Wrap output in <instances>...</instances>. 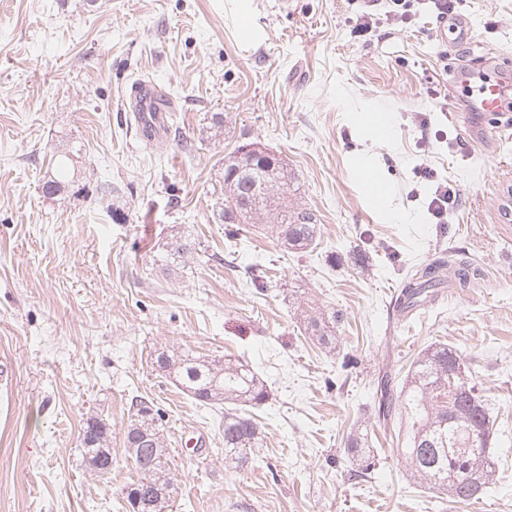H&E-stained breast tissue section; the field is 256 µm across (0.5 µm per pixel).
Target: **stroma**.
<instances>
[{
  "instance_id": "35a3bbf8",
  "label": "stroma",
  "mask_w": 512,
  "mask_h": 512,
  "mask_svg": "<svg viewBox=\"0 0 512 512\" xmlns=\"http://www.w3.org/2000/svg\"><path fill=\"white\" fill-rule=\"evenodd\" d=\"M364 14L377 25L355 35ZM140 81L176 106L153 140L127 115ZM486 81L512 94V0H456L445 20L413 0L404 22L385 0H0V360L12 366L0 512H127L136 396L163 415L169 512H449L370 407L378 376L401 390L435 342L461 352L498 426L494 489L476 512H512V127L465 95ZM361 105L396 117L392 141L371 150L418 223H383L350 170L360 143L346 114ZM244 139L292 169L286 193L316 210L319 249L219 222L224 157ZM74 147L75 193L45 197L53 154ZM441 184L459 193L442 227L427 211ZM176 227L199 253L164 271L152 258ZM436 256L473 262L477 285L398 320L407 272ZM256 262L262 294L247 274ZM298 288L344 311L340 349L310 341ZM166 344L243 356L267 382L253 412L262 466L225 465L221 413L152 366ZM91 413L112 425L102 478L81 455ZM358 429L377 460L364 481L345 451Z\"/></svg>"
}]
</instances>
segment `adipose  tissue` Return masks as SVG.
<instances>
[{"mask_svg":"<svg viewBox=\"0 0 512 512\" xmlns=\"http://www.w3.org/2000/svg\"><path fill=\"white\" fill-rule=\"evenodd\" d=\"M347 124L365 143L364 148L355 154L351 170L358 183L366 188L383 221L389 224L418 223L416 214L400 209L394 203L385 170L370 149L371 144L391 141L395 132L394 113L378 112L363 106L348 113Z\"/></svg>","mask_w":512,"mask_h":512,"instance_id":"obj_1","label":"adipose tissue"}]
</instances>
